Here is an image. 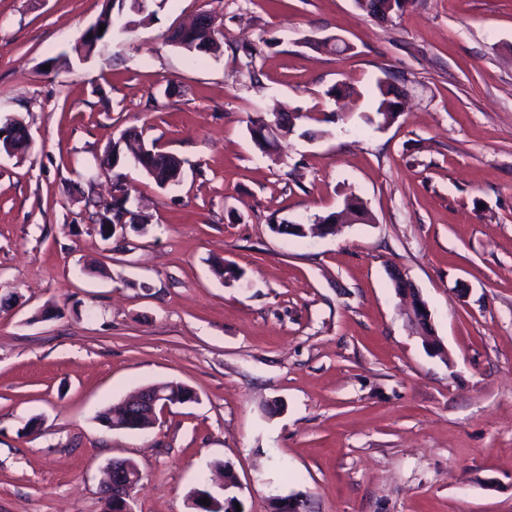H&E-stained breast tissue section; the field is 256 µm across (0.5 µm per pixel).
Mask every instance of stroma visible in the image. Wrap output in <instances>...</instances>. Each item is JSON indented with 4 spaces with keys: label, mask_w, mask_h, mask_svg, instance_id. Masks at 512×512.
<instances>
[{
    "label": "stroma",
    "mask_w": 512,
    "mask_h": 512,
    "mask_svg": "<svg viewBox=\"0 0 512 512\" xmlns=\"http://www.w3.org/2000/svg\"><path fill=\"white\" fill-rule=\"evenodd\" d=\"M108 7L0 0V125L32 135L0 155V512H104L115 459L143 475L134 512H195L218 462L240 512L288 495L303 512H512V0H413L384 22L355 0H164L73 56ZM204 11L220 56L167 42ZM381 80L408 93L384 126L367 121ZM274 108L300 118L271 157L247 121ZM128 130L183 178L125 168L149 230L106 241L100 162ZM352 195L370 221L269 227ZM226 261L240 280L215 274ZM394 268L446 357L413 332ZM158 382L197 399L146 432L100 421Z\"/></svg>",
    "instance_id": "obj_1"
}]
</instances>
